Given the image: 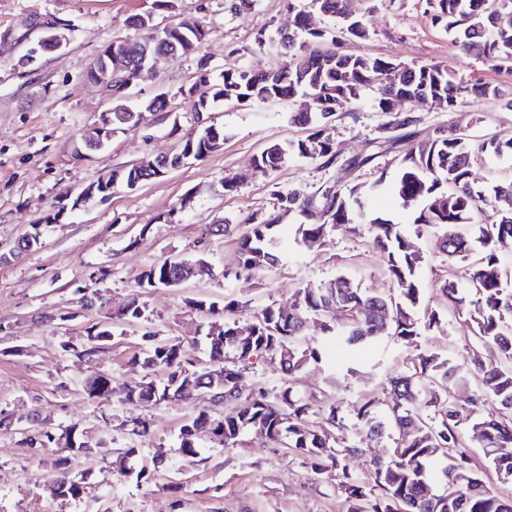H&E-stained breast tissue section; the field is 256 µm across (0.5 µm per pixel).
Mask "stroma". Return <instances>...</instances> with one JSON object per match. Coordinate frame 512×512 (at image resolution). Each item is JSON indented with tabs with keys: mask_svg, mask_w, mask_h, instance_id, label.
Returning a JSON list of instances; mask_svg holds the SVG:
<instances>
[{
	"mask_svg": "<svg viewBox=\"0 0 512 512\" xmlns=\"http://www.w3.org/2000/svg\"><path fill=\"white\" fill-rule=\"evenodd\" d=\"M358 7L368 36L356 42L340 35L342 50L408 65L439 64L464 82L501 89L500 101L467 96L452 111L431 102L405 110L422 138L442 127L468 130L474 183L488 187L511 175L512 158L481 152L479 145L487 134L512 132V110L503 104L512 98V62L460 51L453 36L432 23L424 0H360ZM301 11L312 27L337 32L338 19L313 9L311 0H248L241 8L235 0H179L174 9L159 8L155 0H0V410L16 424L15 430L0 431V512H346L327 475L304 468L298 456L263 431H247L234 447H202L201 462L191 464L178 452V435L204 401L126 402L117 391L148 376L164 382V372L146 373L134 361L150 334L181 342L186 359L208 361L207 323L222 319L225 298L238 300L235 321L244 331L254 311L290 301L297 290L318 287L340 273L363 291L392 293L386 260L366 237L340 226L320 247L307 248L296 233L301 218L295 213L283 223L277 265L237 270L239 228L249 216L278 214L287 195L304 199L360 183L370 189L369 207L386 211L406 234L414 233L409 209L389 191L397 161L388 140L396 131L393 113L378 105L377 91L364 90L351 116L333 123L336 164L290 155L275 170H255V157L268 146L305 136L291 120L297 106L225 105L210 114L211 124L224 130L219 150L201 160L186 159L168 175L136 188L119 186L109 198L72 205L102 176L177 152L199 132L186 91L202 70L217 82L244 67L287 64V56L256 51L255 36L262 29L291 28ZM146 13L161 30L195 16L206 31L202 49L166 58L156 73L140 80L139 97L167 93L170 111L118 131L103 151L75 156L74 143L110 107L86 81L85 67L113 42L139 38L140 30L129 20ZM33 17L65 22L68 30L62 49L39 53L30 63L26 54L38 35L24 22ZM365 155L371 156L370 164L353 166L354 158ZM229 177L237 182L231 191L224 188ZM33 224L43 227L41 246L10 257L14 242ZM210 224H230L234 230L211 237L204 232ZM418 244L425 255L420 310L438 312L439 326L423 329L416 347L388 338L363 351L357 366L369 373V383L348 376L335 388L318 366L299 374V390L316 413L341 404L352 437L361 433L355 406L362 390L381 395L390 377L420 350L438 353L462 372L471 364V330L441 290V257L429 238H419ZM166 259H201L212 273L176 288L141 287L142 272ZM197 300L215 304V314L196 310ZM133 301L143 318L115 324L112 341L92 358L79 357V349L89 344L90 326ZM93 374L111 378L113 394L88 397L84 381ZM33 416L37 429L58 435L75 426L83 433L88 448L69 464L73 477L86 485L83 499L51 490L54 463L66 453L62 445L22 447L18 430ZM141 422L148 435H132ZM131 446L136 455L123 457ZM140 471L145 479H137Z\"/></svg>",
	"mask_w": 512,
	"mask_h": 512,
	"instance_id": "obj_1",
	"label": "stroma"
}]
</instances>
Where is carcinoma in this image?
Returning a JSON list of instances; mask_svg holds the SVG:
<instances>
[{
	"label": "carcinoma",
	"instance_id": "cac0c4a2",
	"mask_svg": "<svg viewBox=\"0 0 512 512\" xmlns=\"http://www.w3.org/2000/svg\"><path fill=\"white\" fill-rule=\"evenodd\" d=\"M320 13L339 17L345 23L355 19V38L367 37L363 16L352 0H312ZM432 20L457 36L462 50L491 59L512 60V0H426ZM296 30L324 47L310 54L302 53L295 33L275 38L258 32L255 43L262 49L274 44L290 57L288 65L255 70L246 68L227 72L222 81L213 83L204 72L188 89L195 98L198 112H211L226 103L290 101L312 96L316 104L293 115L294 123L306 128L308 135L290 145L299 157L325 166L336 163V146L328 132L340 119L339 109L353 103L367 87L379 94V107L391 112L406 103L436 98L448 109L470 93L497 100L496 86L465 85L455 80L448 69L429 64L409 66L356 52L338 49L336 36L313 30L304 13L297 15ZM205 32L197 19L162 31L149 29L139 40L112 44L86 67L85 77L92 79L98 63L107 53L113 62L125 65V73L136 71L143 52L165 57L192 55L200 51ZM168 101L157 94L141 102L133 111L127 100H112V127L139 125L143 113L166 112ZM414 119L402 112L395 126L406 130L393 143L398 149V175L393 191L403 206L416 207L412 224L417 235L433 232V245L448 271L442 284L448 306L464 314L473 328V359L469 372L458 375L449 360L434 352L418 355L398 376L389 380L385 400L363 393L356 404L357 417L365 432L364 439L392 441V453L386 460H375L369 473L361 477L350 465L362 453L340 415L341 405L329 406L321 420L310 419L311 404L297 390V374L307 366L327 361L326 345L334 343L345 350L364 349L385 336L412 344L420 335L416 311L421 304L419 269L424 255L391 219L365 210V186L355 184L343 189H329L318 197L281 199L280 207L292 208L302 218L297 234L309 249L321 245L325 235L339 224L349 225L358 236L369 226V246L386 258V269L395 289L382 297L362 291L343 274L317 288H303L294 299L269 304L253 316L251 336H238L231 315L238 302L224 301V320L208 325L211 361L224 363V418L210 419L216 440L211 446L236 444L252 428L282 441L295 452L301 464L313 472L331 474L333 487L343 497L346 512H512V495H503L488 481L487 469L480 466L471 451L478 446L501 484L512 483V452H498L512 447V291L504 282L512 271L503 262L500 249L512 242V210L485 214L486 206L502 194L512 195V176L504 177L489 188L474 186L470 180V135L456 131L418 139L409 130ZM224 143V129L206 125L185 141L201 157L219 150ZM481 150L495 156L512 155V134H493L483 140ZM285 150L272 144L257 157V169L266 172L279 166ZM166 170L148 171L131 166L124 170L126 181L136 184L157 178ZM276 218L262 221L247 219L240 236L238 266L254 271L274 265L279 260V240L274 234ZM478 224V235L469 226ZM467 263L464 281L454 270L456 261ZM194 276L193 264L167 259L146 269L141 276L143 288H172ZM339 307L344 319L329 316ZM317 320L323 341H310L305 327ZM114 336L112 325L91 326V346L83 349L92 357L98 346ZM275 354L288 375L276 392L247 377L246 369L254 356ZM141 365L151 371L167 372L161 384L144 381L122 390L125 401L146 402L166 398L173 384L189 382L208 389L213 370L191 366L183 359L181 345L175 341L151 342L143 352ZM472 379L481 388L469 408L458 404L453 390L460 380ZM492 398L497 409L488 412L484 398ZM202 414L187 420L180 429L179 449L190 463L197 462L202 430L197 426ZM58 465L55 482L62 494L79 498L84 490L66 485V464ZM439 470L440 489L430 487L434 470Z\"/></svg>",
	"mask_w": 512,
	"mask_h": 512
}]
</instances>
